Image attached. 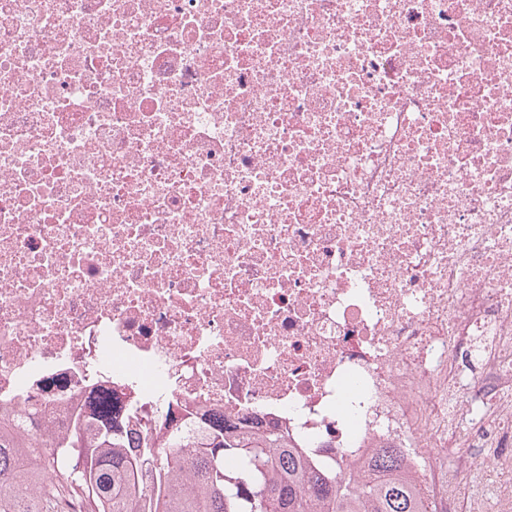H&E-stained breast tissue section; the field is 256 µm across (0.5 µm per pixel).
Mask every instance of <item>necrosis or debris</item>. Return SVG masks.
Listing matches in <instances>:
<instances>
[{"mask_svg":"<svg viewBox=\"0 0 512 512\" xmlns=\"http://www.w3.org/2000/svg\"><path fill=\"white\" fill-rule=\"evenodd\" d=\"M112 388L364 477L512 420V0H0V410ZM477 471L504 476L512 442Z\"/></svg>","mask_w":512,"mask_h":512,"instance_id":"1","label":"necrosis or debris"}]
</instances>
